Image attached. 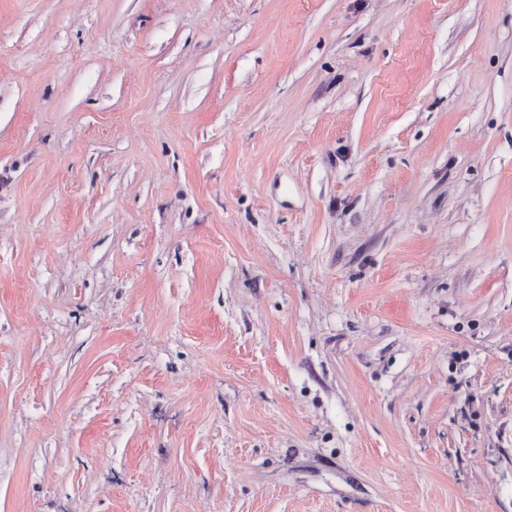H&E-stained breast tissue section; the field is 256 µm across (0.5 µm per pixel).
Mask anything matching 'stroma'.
I'll return each instance as SVG.
<instances>
[{
	"label": "stroma",
	"mask_w": 512,
	"mask_h": 512,
	"mask_svg": "<svg viewBox=\"0 0 512 512\" xmlns=\"http://www.w3.org/2000/svg\"><path fill=\"white\" fill-rule=\"evenodd\" d=\"M0 512H512V0H0Z\"/></svg>",
	"instance_id": "1"
}]
</instances>
